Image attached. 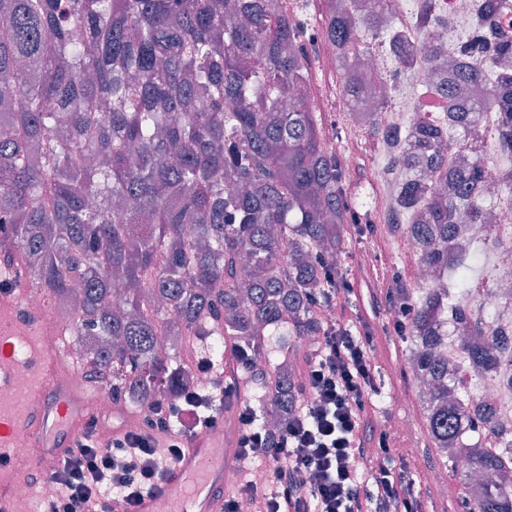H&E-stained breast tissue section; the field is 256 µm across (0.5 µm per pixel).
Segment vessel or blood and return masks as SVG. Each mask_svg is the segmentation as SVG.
<instances>
[{
    "mask_svg": "<svg viewBox=\"0 0 512 512\" xmlns=\"http://www.w3.org/2000/svg\"><path fill=\"white\" fill-rule=\"evenodd\" d=\"M40 382L25 398L22 414H0V447L10 448L17 435H26L27 462L60 459L92 414L89 390L60 385L64 362L54 346L33 357ZM233 430L198 432L185 442L178 466L162 492L144 497L136 512H223L224 472L235 453Z\"/></svg>",
    "mask_w": 512,
    "mask_h": 512,
    "instance_id": "b4317fda",
    "label": "vessel or blood"
}]
</instances>
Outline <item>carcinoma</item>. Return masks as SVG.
Masks as SVG:
<instances>
[{"label":"carcinoma","instance_id":"carcinoma-1","mask_svg":"<svg viewBox=\"0 0 512 512\" xmlns=\"http://www.w3.org/2000/svg\"><path fill=\"white\" fill-rule=\"evenodd\" d=\"M496 35L487 84L480 39L459 51L413 46L390 25L388 0L355 14L328 0L314 37L280 0H0V269L27 276L54 303L81 286L68 325L100 339L86 375L112 399L141 403L178 385L188 369L155 346L176 329L224 336L273 368L277 385L253 382V399L284 420L300 385L281 374L280 336L323 334L318 312L343 287L344 227L359 223L341 160L307 106L318 39L336 43L353 115L371 98L356 65L370 40L404 67L443 59L441 83L471 89L447 97V127L416 112L415 151L390 158L406 175L389 224L419 237L425 266L446 268L456 254L461 298L496 281L493 273L473 282L479 248L462 227L480 219L486 178L480 160L452 165L440 152L484 138L480 112L512 124V34ZM25 80L28 107L16 112L14 89ZM101 112L112 113L111 126H101ZM367 124L384 144L402 138L371 115ZM414 211L425 223H402ZM115 280L127 287L120 312L111 307ZM441 301L399 288L395 304L412 309L410 372L433 384L423 397L428 437L468 486L501 467L479 441L492 417L433 351ZM464 349L497 369L493 347ZM466 512H512V480L483 484Z\"/></svg>","mask_w":512,"mask_h":512}]
</instances>
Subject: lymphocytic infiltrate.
<instances>
[{
    "label": "lymphocytic infiltrate",
    "instance_id": "1",
    "mask_svg": "<svg viewBox=\"0 0 512 512\" xmlns=\"http://www.w3.org/2000/svg\"><path fill=\"white\" fill-rule=\"evenodd\" d=\"M236 355L220 400L195 392L181 404H157L138 430L102 438L86 427L54 466L60 492L48 512H134L159 493L177 465L188 434L216 427L234 413L235 461L243 482L224 495V512L250 498L256 512H422L409 459L392 468L390 433L374 419L377 382L374 336L368 326L331 323L302 370L300 402L279 430L257 424ZM266 478L255 484L252 468Z\"/></svg>",
    "mask_w": 512,
    "mask_h": 512
}]
</instances>
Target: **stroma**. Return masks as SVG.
<instances>
[{
	"instance_id": "stroma-1",
	"label": "stroma",
	"mask_w": 512,
	"mask_h": 512,
	"mask_svg": "<svg viewBox=\"0 0 512 512\" xmlns=\"http://www.w3.org/2000/svg\"><path fill=\"white\" fill-rule=\"evenodd\" d=\"M311 87L329 93L331 111L322 113L325 130L335 131V151L351 147L361 154L360 169L347 175L350 199L369 209L375 194L383 193L386 177L369 179L365 166L379 154L380 143L365 127L352 123L344 102L340 82L339 66L315 56L311 59ZM396 233L387 222L386 214H377L375 223L350 224L346 227L344 250L341 254L347 278L353 279L356 287L376 285L377 297L368 302L337 293L332 302L336 317L341 322H363L370 326L374 336L376 361L381 379L385 384L378 404V422L389 425L395 416L407 415L413 424L406 431L394 434L395 454H406L414 450L419 466L416 482L420 486L423 512H457L465 494V487L456 475H449L442 483L431 481L432 469L440 467L441 461L431 448L425 426L424 409L417 397L415 387L404 370L406 343L391 329L392 313L395 309L393 296L398 286L414 287L415 258L399 255L394 250Z\"/></svg>"
}]
</instances>
